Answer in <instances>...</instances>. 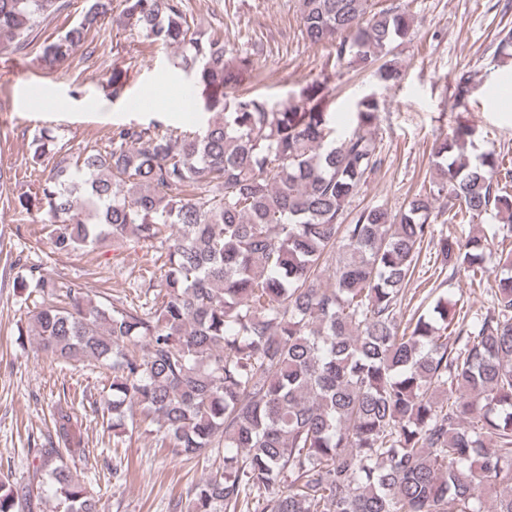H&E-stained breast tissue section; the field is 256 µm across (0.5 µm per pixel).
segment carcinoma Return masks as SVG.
<instances>
[{"label":"carcinoma","instance_id":"cac0c4a2","mask_svg":"<svg viewBox=\"0 0 512 512\" xmlns=\"http://www.w3.org/2000/svg\"><path fill=\"white\" fill-rule=\"evenodd\" d=\"M88 0L76 25L40 47L64 64L104 21L181 51L192 112L173 137L156 123L112 129L110 149L61 158L34 192L8 205L42 218L59 252L130 243L155 249L136 297L95 303L51 276L19 275L36 296L28 328L57 361L112 370V431L127 411L157 425L159 448L223 455L175 512H512V251L488 275L494 238L443 234L429 219L486 215L512 236V169L472 156L459 121L431 148L436 177L394 214L382 205L345 220V206L384 163L370 130L380 101L357 103L355 127L332 126L325 82L282 102L232 97L253 78L252 53L191 32L183 0ZM60 0H0V51H22ZM302 35L335 62L399 83L395 50L410 38L404 2L300 0ZM41 138L32 162L55 155ZM433 251L440 284L486 281L491 305L456 315L440 295L426 314L408 285ZM52 435L25 481L0 480V512H101L79 478L89 449L72 407L50 412Z\"/></svg>","mask_w":512,"mask_h":512}]
</instances>
